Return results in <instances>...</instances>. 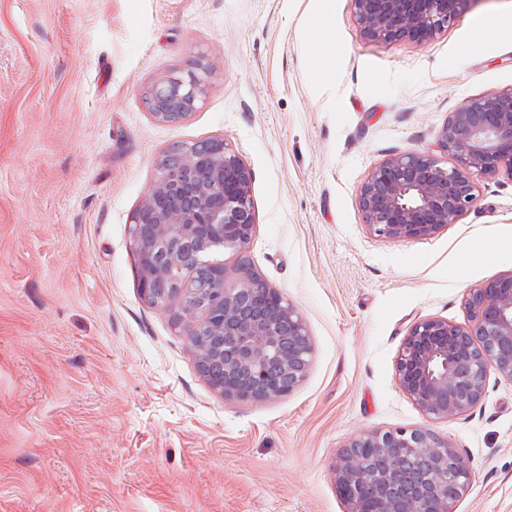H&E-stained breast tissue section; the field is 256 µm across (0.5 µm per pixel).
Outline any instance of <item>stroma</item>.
<instances>
[{
  "instance_id": "obj_1",
  "label": "stroma",
  "mask_w": 512,
  "mask_h": 512,
  "mask_svg": "<svg viewBox=\"0 0 512 512\" xmlns=\"http://www.w3.org/2000/svg\"><path fill=\"white\" fill-rule=\"evenodd\" d=\"M315 0H0V512H347L330 469L361 430L429 426L472 470L453 512H512V383L427 421L395 362L427 317L512 270V180L433 236L370 234L358 205L389 155L434 147L466 98L512 86V43L474 44L463 8L433 39L364 38L332 0L319 92ZM216 69L185 119L144 94L198 56ZM221 140L251 169L252 270L302 314L313 357L287 396L224 398L178 306L139 291L130 216L170 147ZM326 11L319 12L314 22L309 26L307 38L314 51L310 61V67L316 74L324 73V63L330 60V56L322 53L324 49L332 48L336 44V34L325 18Z\"/></svg>"
}]
</instances>
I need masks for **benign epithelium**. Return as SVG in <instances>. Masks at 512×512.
<instances>
[{
  "label": "benign epithelium",
  "mask_w": 512,
  "mask_h": 512,
  "mask_svg": "<svg viewBox=\"0 0 512 512\" xmlns=\"http://www.w3.org/2000/svg\"><path fill=\"white\" fill-rule=\"evenodd\" d=\"M371 41L420 43L481 0H355ZM215 65L197 57L185 72L151 86L146 102L160 122L188 116L202 102ZM438 152L392 154L361 183L358 204L370 234L397 241L429 237L477 202L481 178L512 180V87L464 100L448 113ZM450 159L446 166L440 155ZM131 218L141 295L178 275L179 285L151 305H181L197 360L223 376L210 385L226 399L265 401L304 381L313 346L299 310L242 264L207 259L215 247L245 252L256 231L252 173L222 140L183 147ZM207 267L211 280L198 282ZM467 322L425 318L408 331L395 363L398 388L430 420L454 418L483 399L495 372L512 383V271L466 293ZM332 473L348 512H453L468 488L467 458L429 428L360 431L336 451Z\"/></svg>",
  "instance_id": "7a95c632"
}]
</instances>
